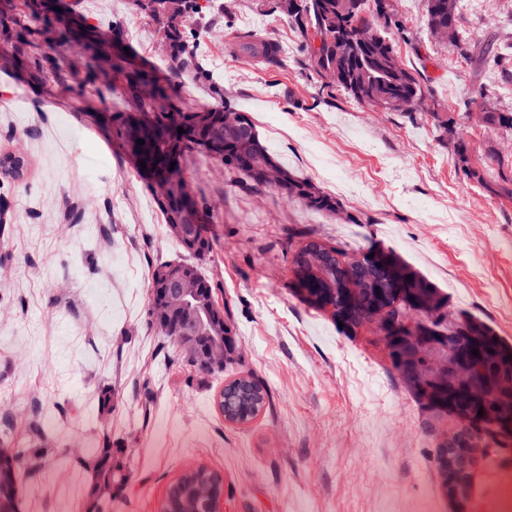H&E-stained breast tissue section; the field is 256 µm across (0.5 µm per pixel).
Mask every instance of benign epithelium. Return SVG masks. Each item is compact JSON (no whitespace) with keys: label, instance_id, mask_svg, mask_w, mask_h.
<instances>
[{"label":"benign epithelium","instance_id":"benign-epithelium-1","mask_svg":"<svg viewBox=\"0 0 512 512\" xmlns=\"http://www.w3.org/2000/svg\"><path fill=\"white\" fill-rule=\"evenodd\" d=\"M395 13L390 0L384 4L376 16V24L361 26L353 31L343 27L336 31V52H350L363 45L376 29L384 25ZM432 39L453 44L455 30L447 25L434 24L429 29ZM159 196L168 192L176 193L181 200V211L177 222L171 225L172 232L182 240L193 236L194 225L198 223V213L193 205L194 195L184 180L179 166L165 168L152 177ZM315 257L310 266L302 268L299 281L300 292L320 308H330L336 317L347 321L339 295L340 288H329L320 270L322 245L310 244ZM370 269L381 268L387 272L388 280L375 284L377 310L382 315L383 325L393 357L406 352L412 341L419 336L409 323H401L387 315L389 297L393 294L405 297L407 310H424L431 307L436 298L427 286L417 279H407L408 273L394 260L378 253L363 258ZM161 296L154 303L157 313L169 321V332L179 337L185 347L187 357L212 369H224V362L231 350V330H212L216 306L212 301L201 300V283L197 278L181 269H169L160 277ZM207 337L200 345L197 338ZM479 356L472 354V349ZM502 355L491 348L487 336L476 328L455 336L448 342V374L441 381L427 385L426 391L435 404H448V412L462 423V429L448 439V448L441 459L444 471V488L453 499L468 495V478L471 469L483 454L484 428L491 424L499 433V438H512V360L504 365ZM457 368L467 370L471 379L462 381L454 373ZM483 414H478V411ZM221 484L220 476L212 471L200 479L193 499L183 512H221V499L215 498L216 487Z\"/></svg>","mask_w":512,"mask_h":512}]
</instances>
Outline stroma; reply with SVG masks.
<instances>
[{
	"instance_id": "35a3bbf8",
	"label": "stroma",
	"mask_w": 512,
	"mask_h": 512,
	"mask_svg": "<svg viewBox=\"0 0 512 512\" xmlns=\"http://www.w3.org/2000/svg\"><path fill=\"white\" fill-rule=\"evenodd\" d=\"M64 2L67 24L119 37L134 62L171 77L157 27L131 0ZM221 2L188 23L215 82L338 207L313 210L185 153L215 240L200 267L233 332L220 375L183 366L152 324L153 272L182 253L112 133L123 91L86 82L85 55L57 22L24 45L0 28V156L26 160L21 178L0 174V431L44 454L40 476L21 477L20 512H87L88 465L106 440L131 464L112 512H160L201 466L223 478V512H505L512 449L482 492L461 503L444 492L438 458L458 422L424 386L447 373V350L423 338L394 359L379 320L343 327L301 296L293 256L311 242L343 264L388 254L436 291L444 316L512 347V197L483 183L512 174V130L482 119L512 111V62L488 77L477 61L512 44V0H461L460 53L430 38L425 0H394L399 59L434 94L418 112H377L323 86L276 0ZM243 30L286 46L282 64L246 59ZM243 376L267 400L231 424L219 395Z\"/></svg>"
}]
</instances>
